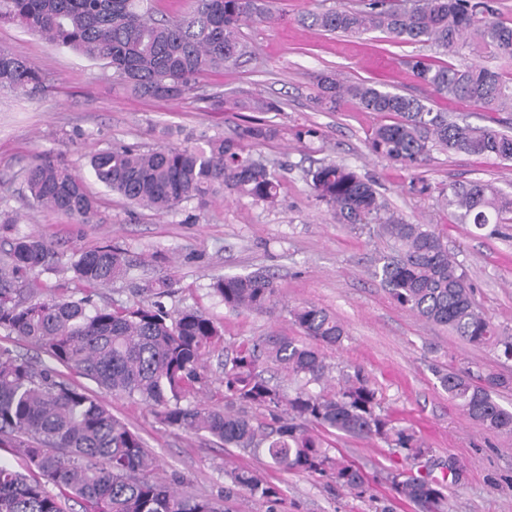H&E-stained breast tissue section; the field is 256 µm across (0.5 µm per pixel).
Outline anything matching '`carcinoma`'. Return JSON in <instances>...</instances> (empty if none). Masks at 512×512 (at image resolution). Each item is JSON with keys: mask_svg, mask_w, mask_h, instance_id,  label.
<instances>
[{"mask_svg": "<svg viewBox=\"0 0 512 512\" xmlns=\"http://www.w3.org/2000/svg\"><path fill=\"white\" fill-rule=\"evenodd\" d=\"M152 0H0V23H16L57 47L103 63L130 93L177 100L204 71L235 64L249 53L240 28L247 21L276 19L272 0H192L177 19L157 18ZM308 28L361 35L380 30L408 43L430 44L455 57L466 50L504 61L512 59V26L498 20L496 0H370L362 9L335 7L303 18ZM412 76L440 99L489 112L512 111V80L479 62L454 65L424 55L405 61ZM316 106L333 110L344 99L394 121L375 128L371 151L404 169L421 166L438 147L448 153L512 159V135L486 125L448 120L421 100L366 83L316 76ZM0 89L39 99L45 77L29 62L0 50ZM275 135L267 124L246 129L263 142ZM93 181L128 204L167 213L190 200L235 190L258 201L276 202L279 181L265 164L244 158L235 140L217 136L202 145L147 150L110 145L93 152ZM315 199L347 224H382L398 243L375 271L392 299L419 319L442 327L497 358L512 361V329L494 324L475 300L464 265L448 252L430 224H415L384 205L374 184L352 169L325 163L309 170ZM26 185L40 208L65 214L79 224L96 222L98 198L86 181L51 155L37 157ZM448 206L461 224L484 229L512 214V193L481 182L453 188ZM57 255L33 234L14 237L0 259V330L44 349L56 363L95 382L105 393L137 399L153 408L166 426L205 434L226 448L263 457L282 472L326 477L361 494L363 472L309 431L376 439L419 457L426 448L415 431L394 425L381 413V397L361 370L346 372L326 387L330 365L323 349L341 346L346 331L329 310L306 304L288 310L303 338L272 332L237 347L224 360V405L193 397L208 387L201 372L205 355L223 342L221 328L204 312L185 307L170 313L158 300L132 307L96 306L90 296L56 295L40 276ZM125 252L110 245L76 254L73 278L98 288L128 276ZM210 294L233 311L272 315L278 307L275 278L263 272L212 279ZM265 363L298 386L291 392L259 371ZM448 398L471 419L495 432L512 431V410L492 397L512 380L470 368H436ZM318 385L315 391L311 386ZM264 413L260 422L253 411ZM0 446H7L38 477L28 479L0 466V512H66L69 501L82 512H223L220 501L244 491L274 512L278 487L254 471L236 467L217 495L183 493L177 482L155 477L156 458L139 435L85 390L56 379L54 368H39L0 350ZM392 491L421 512H445L447 484L431 472L395 473Z\"/></svg>", "mask_w": 512, "mask_h": 512, "instance_id": "carcinoma-1", "label": "carcinoma"}]
</instances>
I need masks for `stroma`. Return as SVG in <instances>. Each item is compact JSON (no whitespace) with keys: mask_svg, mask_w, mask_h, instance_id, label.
I'll use <instances>...</instances> for the list:
<instances>
[{"mask_svg":"<svg viewBox=\"0 0 512 512\" xmlns=\"http://www.w3.org/2000/svg\"><path fill=\"white\" fill-rule=\"evenodd\" d=\"M359 4L276 0L275 21L242 28L251 56L222 72L201 74L194 90L175 101L136 97L103 78L95 61L54 47L18 25L0 24V48L25 57L52 86L39 100L0 93V196L7 198L6 209L15 218L0 223V244L19 233L52 242L57 268L42 279L58 294L75 290L70 264L76 251L104 244L122 248L133 262L130 277L93 289L94 303L115 308L143 303L150 299L152 283L170 280L172 288L163 299L167 310L193 306L205 311L223 328L228 351L272 331L297 335L291 307L327 308L347 331L341 348L326 350L328 362L340 370L360 368L378 389L385 412L426 443L434 474L447 477V512H512V432H490L470 419L433 374L434 367L451 365L512 377V361L500 362L492 350L469 345L395 303L373 276L382 256L394 250V241L375 223H339L315 200L307 176L309 168L335 162L374 181L391 212L434 226L464 264L483 311L512 328V223L493 233L478 232L457 223L447 205L455 184L482 181L512 192V161L435 149L422 166L407 170L369 149L383 115L348 101L332 112L316 107L321 72L414 96L433 108L441 105L404 64L408 57L428 54V47L378 31L345 37L301 23L311 11ZM213 96L223 97V109H211ZM262 101L273 103L274 111H258ZM259 119L273 125L277 136L264 143L244 136V129ZM309 127L318 128L320 137H301ZM217 135L236 140L243 156L278 169L276 205L227 190L205 206L191 201L158 214L132 207L94 184L97 221L78 224L35 207L26 187V169L38 154L57 156L84 174L90 153L109 144L181 147ZM419 181L427 184V192L411 190V183ZM257 271L276 278L280 305L275 315L234 312L209 293L215 277ZM106 401L155 455L157 478H179L187 492L217 493L225 470L241 466L278 486L277 512H381L386 506L391 512H419L413 503L394 498L388 480L389 473L413 469L414 461L381 441H334V455L359 465L367 476V491L357 496L327 478L276 472L264 460L210 437L172 430L139 401L111 395Z\"/></svg>","mask_w":512,"mask_h":512,"instance_id":"stroma-1","label":"stroma"}]
</instances>
